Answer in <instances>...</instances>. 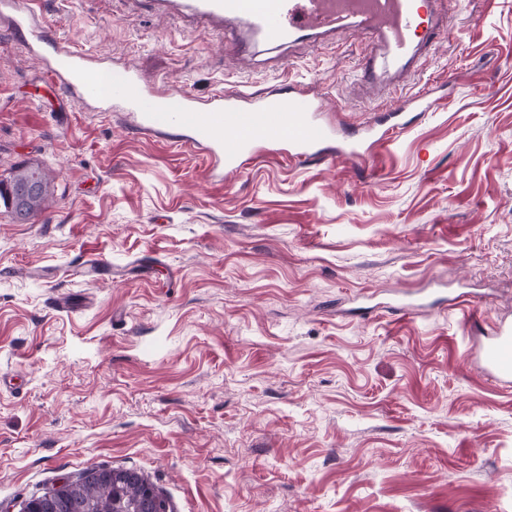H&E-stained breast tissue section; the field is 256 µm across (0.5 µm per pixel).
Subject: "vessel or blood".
I'll return each mask as SVG.
<instances>
[{
	"label": "vessel or blood",
	"mask_w": 512,
	"mask_h": 512,
	"mask_svg": "<svg viewBox=\"0 0 512 512\" xmlns=\"http://www.w3.org/2000/svg\"><path fill=\"white\" fill-rule=\"evenodd\" d=\"M194 15L223 25L233 21L253 36L290 46L315 36L346 30L369 35L358 84L377 92L386 79L408 82L417 60L435 35L448 26L447 0H189ZM0 13L25 35L24 43L39 52L46 31L32 0H0ZM44 78L61 86L93 112H127L137 130L155 134L175 129L179 140L205 151L212 179L237 175L256 149L268 148L307 161L335 162L337 155L365 161L367 139L386 140V133L367 128L363 137L337 140L335 130L318 119L324 99L294 83L288 95L244 90L219 92L199 100L186 92L163 90L133 67L93 61L72 48L55 46L44 61ZM497 385H512V323H501L489 336L472 337L464 353Z\"/></svg>",
	"instance_id": "obj_1"
}]
</instances>
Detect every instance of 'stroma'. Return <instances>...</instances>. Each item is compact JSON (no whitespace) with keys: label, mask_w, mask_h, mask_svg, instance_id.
<instances>
[{"label":"stroma","mask_w":512,"mask_h":512,"mask_svg":"<svg viewBox=\"0 0 512 512\" xmlns=\"http://www.w3.org/2000/svg\"><path fill=\"white\" fill-rule=\"evenodd\" d=\"M49 36L207 98L300 80L355 134L365 34L331 46L203 31L178 0H38ZM367 162L205 154L42 81L0 16V179L37 162L52 206H0V506L90 465L174 512H512V387L461 356L465 296L512 321V0H456ZM103 255L93 282L70 269ZM79 299L56 311L53 297Z\"/></svg>","instance_id":"35a3bbf8"}]
</instances>
